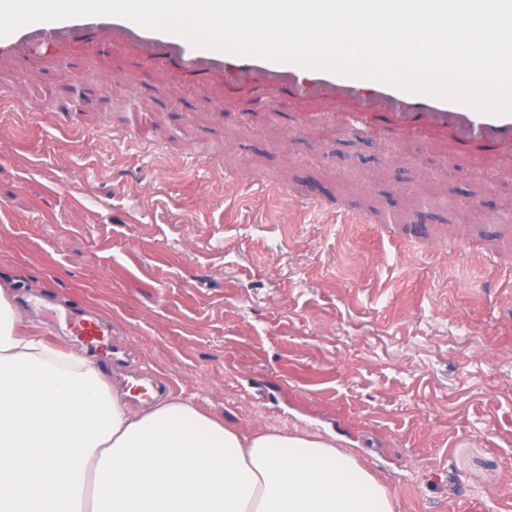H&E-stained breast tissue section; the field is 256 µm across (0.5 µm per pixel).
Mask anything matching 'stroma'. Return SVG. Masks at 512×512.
<instances>
[{
  "instance_id": "obj_1",
  "label": "stroma",
  "mask_w": 512,
  "mask_h": 512,
  "mask_svg": "<svg viewBox=\"0 0 512 512\" xmlns=\"http://www.w3.org/2000/svg\"><path fill=\"white\" fill-rule=\"evenodd\" d=\"M0 86L16 101L0 112V283L23 326L97 313L125 352L100 361L106 378L245 433L325 439L394 512H512V237L448 209L465 189L483 211L512 206V155L304 123L287 93L269 107L107 45L0 64ZM144 106L150 155L109 137ZM201 144L215 166L187 164ZM243 171L268 191L240 195ZM281 184L402 216L415 191L428 237L320 223Z\"/></svg>"
}]
</instances>
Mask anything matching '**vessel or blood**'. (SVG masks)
Instances as JSON below:
<instances>
[{
	"mask_svg": "<svg viewBox=\"0 0 512 512\" xmlns=\"http://www.w3.org/2000/svg\"><path fill=\"white\" fill-rule=\"evenodd\" d=\"M92 39L132 49L148 68L172 61L182 70L219 79L229 86L265 93L285 88L304 104H334L341 110L342 125L349 130L365 133L375 120L387 118L404 136L448 134L459 144L479 142L512 152V115L483 114L461 103L292 62L197 48L181 36L151 30L117 16L77 17L25 26L0 37V60L20 65L42 46H84ZM65 329L88 350L101 355L111 350V330L97 314L67 318Z\"/></svg>",
	"mask_w": 512,
	"mask_h": 512,
	"instance_id": "obj_1",
	"label": "vessel or blood"
}]
</instances>
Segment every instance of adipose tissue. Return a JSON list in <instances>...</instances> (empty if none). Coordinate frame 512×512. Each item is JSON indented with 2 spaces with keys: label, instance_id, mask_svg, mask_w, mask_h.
I'll list each match as a JSON object with an SVG mask.
<instances>
[{
  "label": "adipose tissue",
  "instance_id": "adipose-tissue-1",
  "mask_svg": "<svg viewBox=\"0 0 512 512\" xmlns=\"http://www.w3.org/2000/svg\"><path fill=\"white\" fill-rule=\"evenodd\" d=\"M93 361L22 332L0 284V512H394L350 453L243 435L171 396L131 408Z\"/></svg>",
  "mask_w": 512,
  "mask_h": 512
}]
</instances>
